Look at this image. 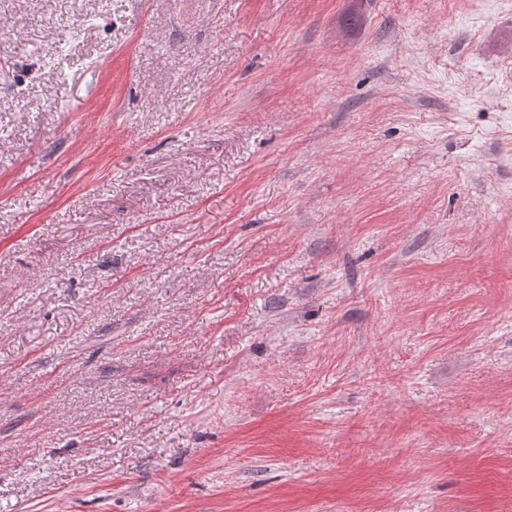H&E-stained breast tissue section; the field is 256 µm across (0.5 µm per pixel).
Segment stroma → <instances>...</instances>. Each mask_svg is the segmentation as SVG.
Listing matches in <instances>:
<instances>
[{
    "label": "stroma",
    "instance_id": "35a3bbf8",
    "mask_svg": "<svg viewBox=\"0 0 512 512\" xmlns=\"http://www.w3.org/2000/svg\"><path fill=\"white\" fill-rule=\"evenodd\" d=\"M0 0V512H512V0Z\"/></svg>",
    "mask_w": 512,
    "mask_h": 512
}]
</instances>
